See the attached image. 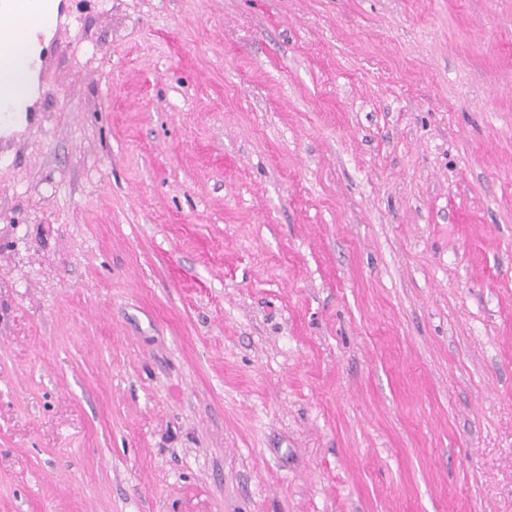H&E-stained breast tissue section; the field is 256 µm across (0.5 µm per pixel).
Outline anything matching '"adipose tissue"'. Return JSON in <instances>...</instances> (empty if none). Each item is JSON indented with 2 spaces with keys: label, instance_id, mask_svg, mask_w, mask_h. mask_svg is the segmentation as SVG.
Segmentation results:
<instances>
[{
  "label": "adipose tissue",
  "instance_id": "obj_1",
  "mask_svg": "<svg viewBox=\"0 0 512 512\" xmlns=\"http://www.w3.org/2000/svg\"><path fill=\"white\" fill-rule=\"evenodd\" d=\"M54 7L50 0H29L20 13L0 23V112L26 105L32 96L30 34L51 27Z\"/></svg>",
  "mask_w": 512,
  "mask_h": 512
}]
</instances>
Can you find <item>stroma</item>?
<instances>
[{
	"label": "stroma",
	"mask_w": 512,
	"mask_h": 512,
	"mask_svg": "<svg viewBox=\"0 0 512 512\" xmlns=\"http://www.w3.org/2000/svg\"><path fill=\"white\" fill-rule=\"evenodd\" d=\"M55 4L0 512H512V0Z\"/></svg>",
	"instance_id": "obj_1"
}]
</instances>
